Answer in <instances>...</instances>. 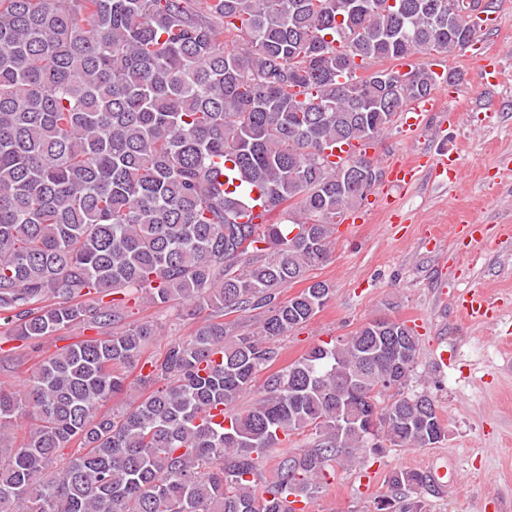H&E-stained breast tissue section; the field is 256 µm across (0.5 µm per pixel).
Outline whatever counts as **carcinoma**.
<instances>
[{"label": "carcinoma", "instance_id": "carcinoma-1", "mask_svg": "<svg viewBox=\"0 0 512 512\" xmlns=\"http://www.w3.org/2000/svg\"><path fill=\"white\" fill-rule=\"evenodd\" d=\"M0 0V327L36 348L74 325L99 336L37 361L17 391L0 385V512H281L310 499L335 463L384 444L424 448L436 402L408 390L419 337L371 319L311 346L268 375L273 339L309 322L325 282L288 300L279 289L329 256L338 221L382 170L365 153L440 80L409 66L400 84L361 87L418 52L451 55L475 37L448 0ZM236 185L221 192L217 176ZM256 191L264 215L247 219ZM97 295L95 303L83 301ZM209 308L213 319L172 343L137 383L156 336L125 322V297ZM263 310L237 332L224 311ZM126 407L103 412L115 396ZM225 427L207 421L219 406ZM309 430L301 452L288 437ZM77 445L68 457L59 449ZM275 478L260 481L263 461ZM393 510L430 476L396 470Z\"/></svg>", "mask_w": 512, "mask_h": 512}]
</instances>
